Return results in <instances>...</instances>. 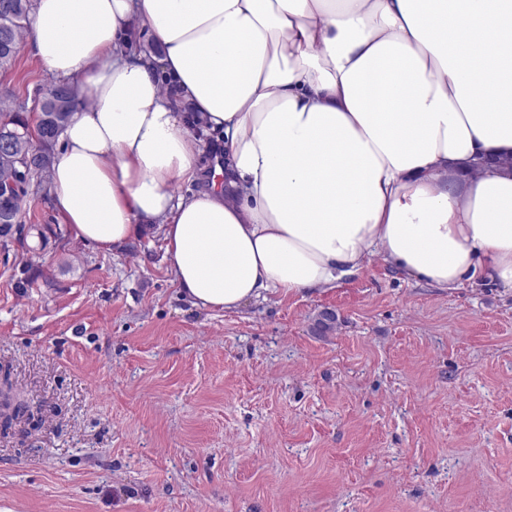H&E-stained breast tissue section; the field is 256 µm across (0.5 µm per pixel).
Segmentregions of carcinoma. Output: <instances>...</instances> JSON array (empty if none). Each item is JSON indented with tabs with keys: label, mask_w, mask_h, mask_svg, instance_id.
Here are the masks:
<instances>
[{
	"label": "carcinoma",
	"mask_w": 512,
	"mask_h": 512,
	"mask_svg": "<svg viewBox=\"0 0 512 512\" xmlns=\"http://www.w3.org/2000/svg\"><path fill=\"white\" fill-rule=\"evenodd\" d=\"M8 2L9 8H0V33L3 31L9 33L8 46L0 47V68L8 67L16 60L20 48V38L33 9V0H8ZM48 90L51 93L62 92L67 98V107L60 112L41 113L37 124L40 135L38 143L31 146L27 140H21L23 147H28L39 153L37 169L31 176V179L35 181L34 190L24 189L26 196L29 194L37 196L49 189L55 163L53 146L69 123L79 101V89L73 84L53 81L49 84ZM25 109L26 105L21 103L16 112H0V133L9 131L22 136L26 135L29 131V124L23 115ZM5 214L8 215L9 221L0 225V236L4 237L11 233L13 225L21 223L22 210H20L16 199L0 196V217Z\"/></svg>",
	"instance_id": "1"
}]
</instances>
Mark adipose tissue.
Returning <instances> with one entry per match:
<instances>
[{"mask_svg":"<svg viewBox=\"0 0 512 512\" xmlns=\"http://www.w3.org/2000/svg\"><path fill=\"white\" fill-rule=\"evenodd\" d=\"M26 46L83 99L53 209L104 252L157 229L193 304L330 288L373 255L512 289L491 164L512 157V0H35ZM200 129L224 163L174 195L202 178Z\"/></svg>","mask_w":512,"mask_h":512,"instance_id":"ef3b65f1","label":"adipose tissue"}]
</instances>
